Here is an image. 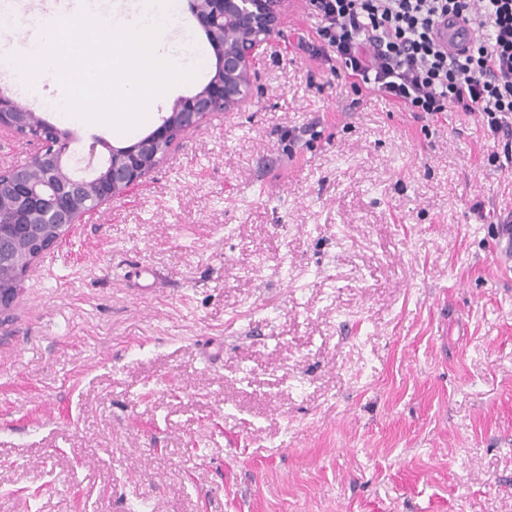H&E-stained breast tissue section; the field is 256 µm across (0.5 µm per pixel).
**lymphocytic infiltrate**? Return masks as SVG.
Instances as JSON below:
<instances>
[{
  "label": "lymphocytic infiltrate",
  "mask_w": 512,
  "mask_h": 512,
  "mask_svg": "<svg viewBox=\"0 0 512 512\" xmlns=\"http://www.w3.org/2000/svg\"><path fill=\"white\" fill-rule=\"evenodd\" d=\"M317 36L344 64L351 87L391 100L417 120L477 115L512 143V0H309ZM467 15L476 36L457 53L437 38L439 21Z\"/></svg>",
  "instance_id": "1"
}]
</instances>
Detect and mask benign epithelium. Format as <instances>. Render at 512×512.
<instances>
[{
  "label": "benign epithelium",
  "instance_id": "1",
  "mask_svg": "<svg viewBox=\"0 0 512 512\" xmlns=\"http://www.w3.org/2000/svg\"><path fill=\"white\" fill-rule=\"evenodd\" d=\"M286 0H190V8L202 22L218 59L214 76L199 92L178 99L168 115L147 136L122 147L98 139L108 150L107 160L92 168L88 177L70 169L67 149H40L36 158L3 173L8 190L0 194V209L11 214L8 225H0V269L25 266L29 274L36 259L25 261L16 253L14 241L39 228L55 229V237L44 245L53 248L61 234L86 212L87 198L103 205L148 176L184 132L195 129L219 112L242 110L251 98L257 72V51L276 32ZM60 137L64 132L31 110L19 108L0 93V133L19 134L31 120ZM21 289L0 288V330L12 320Z\"/></svg>",
  "mask_w": 512,
  "mask_h": 512
}]
</instances>
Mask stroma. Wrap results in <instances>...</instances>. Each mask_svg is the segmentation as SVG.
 <instances>
[{
  "instance_id": "obj_1",
  "label": "stroma",
  "mask_w": 512,
  "mask_h": 512,
  "mask_svg": "<svg viewBox=\"0 0 512 512\" xmlns=\"http://www.w3.org/2000/svg\"><path fill=\"white\" fill-rule=\"evenodd\" d=\"M293 0L238 112L184 133L22 282L0 512H512V162L324 61ZM216 70L155 102L126 146Z\"/></svg>"
}]
</instances>
